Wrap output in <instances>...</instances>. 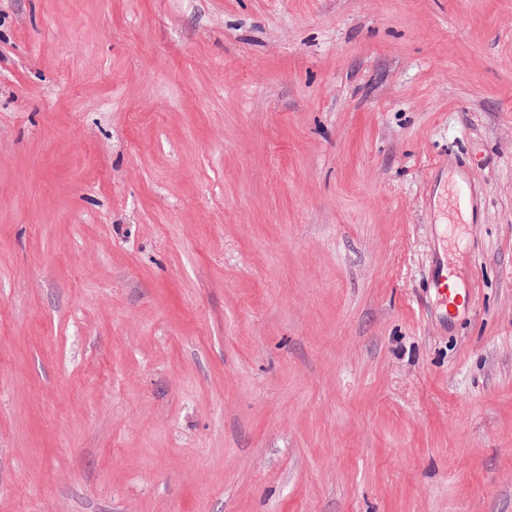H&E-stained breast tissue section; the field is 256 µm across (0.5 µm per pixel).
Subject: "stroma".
<instances>
[{"instance_id": "1", "label": "stroma", "mask_w": 512, "mask_h": 512, "mask_svg": "<svg viewBox=\"0 0 512 512\" xmlns=\"http://www.w3.org/2000/svg\"><path fill=\"white\" fill-rule=\"evenodd\" d=\"M0 512H512V0H0Z\"/></svg>"}]
</instances>
